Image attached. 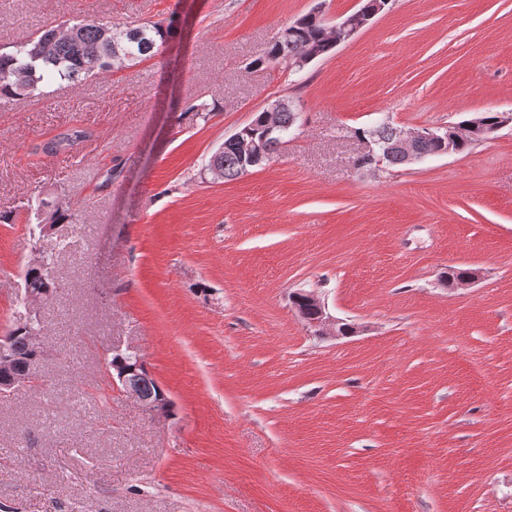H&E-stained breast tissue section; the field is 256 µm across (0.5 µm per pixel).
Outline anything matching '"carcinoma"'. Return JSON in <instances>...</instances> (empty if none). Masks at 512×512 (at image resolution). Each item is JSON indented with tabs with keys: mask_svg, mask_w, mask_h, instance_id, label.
Wrapping results in <instances>:
<instances>
[{
	"mask_svg": "<svg viewBox=\"0 0 512 512\" xmlns=\"http://www.w3.org/2000/svg\"><path fill=\"white\" fill-rule=\"evenodd\" d=\"M297 26L288 36H275L265 54L254 60L252 66L276 68L283 62L303 54L310 49L316 57L328 55L336 48L328 23L321 18L304 15L296 20ZM171 37V25L148 21L136 27H120L109 21L81 20L49 25L24 41L13 45V49L0 53V95L34 97L43 94V86L56 81L74 82L87 79L122 67L129 63L146 61L161 52ZM481 126L468 127L465 119L453 128L460 130L452 141L421 140L416 151L428 159L445 156L448 152L461 154L475 144L487 140L502 123L503 113L483 112L479 116ZM266 111L262 110L240 128L244 137L260 138L266 134ZM355 134L362 141L373 142L389 150L397 139V127L385 119L368 128H358ZM89 137V132L70 128L58 133L37 146L46 155H56L74 149ZM386 163L403 165L401 154L389 150ZM206 171L215 179L230 182L250 171L242 164L235 144L226 142L221 152L210 157ZM70 218L68 206L56 203L52 210L37 214L40 231L51 228ZM25 289L52 298L57 291L51 259L42 258L28 266ZM41 331V320H34L15 328L10 334L14 360L0 371V384L16 382L17 385H38V369L42 362L32 336ZM105 369L112 373L130 371L141 390L157 396L161 388L151 376L140 357L126 350H111L103 358Z\"/></svg>",
	"mask_w": 512,
	"mask_h": 512,
	"instance_id": "carcinoma-1",
	"label": "carcinoma"
}]
</instances>
